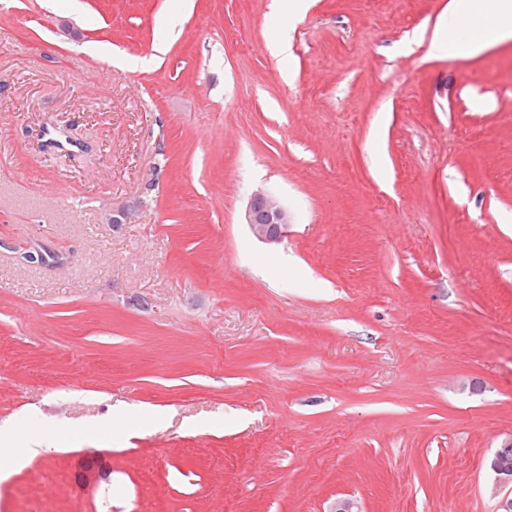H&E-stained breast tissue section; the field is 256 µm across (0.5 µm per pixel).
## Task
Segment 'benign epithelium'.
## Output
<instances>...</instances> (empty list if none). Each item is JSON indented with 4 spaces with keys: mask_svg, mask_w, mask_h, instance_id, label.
Returning a JSON list of instances; mask_svg holds the SVG:
<instances>
[{
    "mask_svg": "<svg viewBox=\"0 0 512 512\" xmlns=\"http://www.w3.org/2000/svg\"><path fill=\"white\" fill-rule=\"evenodd\" d=\"M132 215L131 209L119 207L107 213L104 223L116 229L127 223ZM243 223L247 224L252 235L268 246L282 243L292 223V214L282 199L274 192L260 187L249 196ZM495 465L496 491L501 493L498 500V512H512V438L505 440L493 453Z\"/></svg>",
    "mask_w": 512,
    "mask_h": 512,
    "instance_id": "benign-epithelium-1",
    "label": "benign epithelium"
}]
</instances>
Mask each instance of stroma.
<instances>
[{
    "label": "stroma",
    "instance_id": "1",
    "mask_svg": "<svg viewBox=\"0 0 512 512\" xmlns=\"http://www.w3.org/2000/svg\"><path fill=\"white\" fill-rule=\"evenodd\" d=\"M447 3L0 0V512H497L512 40ZM447 11V23L431 50L448 58L478 54L493 42L512 39V0H450ZM242 218L252 235L268 246L282 243L292 223V214L282 199L263 187L250 194ZM15 427L12 424L0 426V472L8 475L17 469L24 461L49 450L43 436L33 438L22 446L13 443Z\"/></svg>",
    "mask_w": 512,
    "mask_h": 512
}]
</instances>
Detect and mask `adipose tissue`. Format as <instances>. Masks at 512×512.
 Wrapping results in <instances>:
<instances>
[{
	"label": "adipose tissue",
	"mask_w": 512,
	"mask_h": 512,
	"mask_svg": "<svg viewBox=\"0 0 512 512\" xmlns=\"http://www.w3.org/2000/svg\"><path fill=\"white\" fill-rule=\"evenodd\" d=\"M447 11V22L431 45L434 51L460 58L482 52L490 42L512 39V0H449ZM14 432V425L0 426V473L4 475L47 449L41 436L16 445Z\"/></svg>",
	"instance_id": "obj_1"
}]
</instances>
